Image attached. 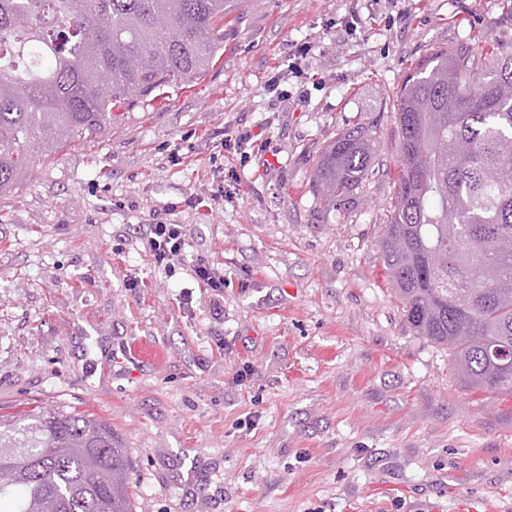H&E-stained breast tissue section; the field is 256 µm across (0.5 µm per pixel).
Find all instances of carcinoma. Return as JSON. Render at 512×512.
<instances>
[{"instance_id": "obj_1", "label": "carcinoma", "mask_w": 512, "mask_h": 512, "mask_svg": "<svg viewBox=\"0 0 512 512\" xmlns=\"http://www.w3.org/2000/svg\"><path fill=\"white\" fill-rule=\"evenodd\" d=\"M238 0H0V194L32 159L91 141L114 110L209 69ZM401 170L380 251L412 329L472 386L512 393V44L437 47L393 96ZM359 128L320 153L331 211L367 174ZM130 460L112 425L57 408L0 416L9 512H132Z\"/></svg>"}]
</instances>
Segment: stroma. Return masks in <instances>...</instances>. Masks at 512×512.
Returning a JSON list of instances; mask_svg holds the SVG:
<instances>
[{"label": "stroma", "mask_w": 512, "mask_h": 512, "mask_svg": "<svg viewBox=\"0 0 512 512\" xmlns=\"http://www.w3.org/2000/svg\"><path fill=\"white\" fill-rule=\"evenodd\" d=\"M462 42H512V0H244L214 66L38 152L0 197V415L110 423L133 512H512V394L417 335L379 249L392 97ZM358 127L374 162L327 211L319 154ZM241 130L277 164L224 149ZM157 222L223 291L154 268ZM195 278L199 282L206 283L213 290L224 288V274H221L207 260L196 258L193 264Z\"/></svg>", "instance_id": "stroma-1"}]
</instances>
